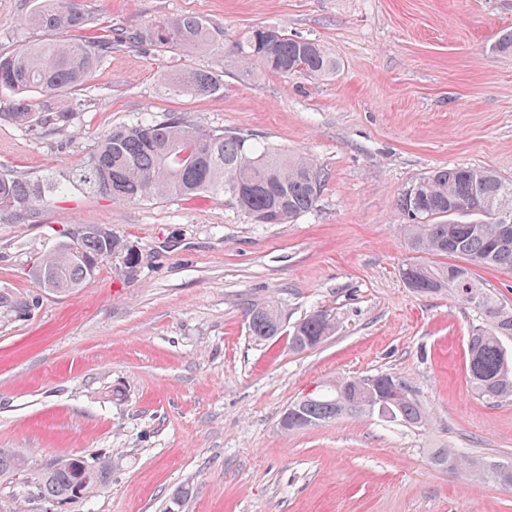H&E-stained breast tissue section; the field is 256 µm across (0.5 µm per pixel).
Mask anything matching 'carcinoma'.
I'll use <instances>...</instances> for the list:
<instances>
[{"label":"carcinoma","instance_id":"cac0c4a2","mask_svg":"<svg viewBox=\"0 0 512 512\" xmlns=\"http://www.w3.org/2000/svg\"><path fill=\"white\" fill-rule=\"evenodd\" d=\"M88 21L81 0H35L28 15L33 27L47 33L77 32ZM148 42L158 51L196 53L220 45V31L195 16L157 21L140 30L113 29L91 43L47 40L0 54V89L14 94L9 111L0 119L19 126L39 119L31 95L57 100L45 121L69 122L94 69L112 49ZM238 61L283 77L322 78L336 72V60L308 39L257 25L245 30L231 47ZM221 75L193 70L174 84L178 91L207 96L222 88ZM325 173L310 158L277 148L247 144L244 137L224 128L190 127L175 114L164 121H140L104 133L90 157L47 180L0 174V214H26L52 197L78 191L136 202L166 198L230 196L259 224H288L317 205ZM406 217L403 241L413 257L401 271L412 269L419 278L414 292L436 295L444 291L468 306L482 320L467 340V374L473 395L489 405L512 398V308L489 293L476 278L477 267L512 272V183L481 167L440 168L417 179L398 197ZM120 259L132 275L138 255L112 228L85 224L51 244L33 268L39 287L69 294L88 285L100 265ZM34 299L0 295V308L16 316L35 307ZM248 329L258 340L275 335L281 320L274 304L247 310ZM335 331L330 314L318 310L292 326L289 348L297 353L320 347ZM351 379H333L319 391L290 407L294 431L342 417H373L378 406L349 393ZM392 422L424 427L429 416L413 393L392 406ZM440 469L482 473L501 487L512 489V463L485 462L447 448L432 452ZM26 473L30 496L51 507L94 496L112 478V457H71L45 463L31 460L21 448H0V482Z\"/></svg>","mask_w":512,"mask_h":512}]
</instances>
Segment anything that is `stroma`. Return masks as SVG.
<instances>
[{"label":"stroma","mask_w":512,"mask_h":512,"mask_svg":"<svg viewBox=\"0 0 512 512\" xmlns=\"http://www.w3.org/2000/svg\"><path fill=\"white\" fill-rule=\"evenodd\" d=\"M83 32L197 16L224 32L189 56L113 49L67 126L0 122V173L33 180L87 160L104 131L178 114L309 157L327 175L314 210L258 224L228 198L117 202L77 191L0 216V293L37 298L0 311V448L35 460L117 458L109 485L62 512H512V490L435 468L434 448L512 461V401L468 384L477 320L448 294L400 275L399 194L428 172L483 167L512 182V0H83ZM32 0H0V53L46 40ZM272 25L335 58L324 79L243 68L225 51ZM191 69L224 75L217 93L174 91ZM105 224L139 255L106 261L85 288H39L30 269L51 240ZM276 303L283 334L254 340L246 308ZM336 330L296 353L288 328L314 311ZM405 378L430 422L375 417L283 432L292 402L322 383ZM189 485L192 495L178 501Z\"/></svg>","instance_id":"1"}]
</instances>
